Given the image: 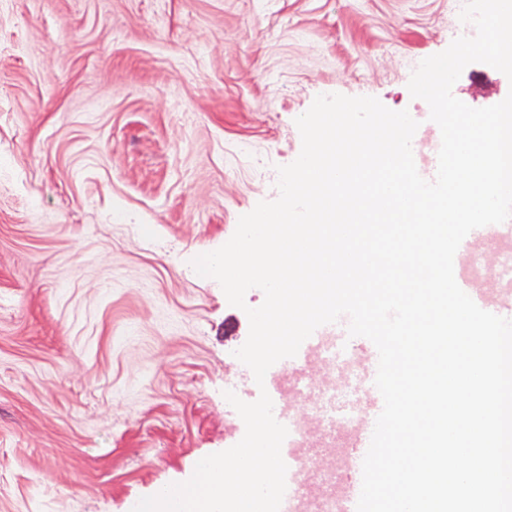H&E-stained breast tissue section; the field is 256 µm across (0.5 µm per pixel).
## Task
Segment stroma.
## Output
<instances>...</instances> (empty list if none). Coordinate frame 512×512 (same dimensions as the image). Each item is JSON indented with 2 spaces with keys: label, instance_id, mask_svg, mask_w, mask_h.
I'll list each match as a JSON object with an SVG mask.
<instances>
[{
  "label": "stroma",
  "instance_id": "obj_1",
  "mask_svg": "<svg viewBox=\"0 0 512 512\" xmlns=\"http://www.w3.org/2000/svg\"><path fill=\"white\" fill-rule=\"evenodd\" d=\"M461 34L457 0H0V512H132L243 438L249 320L192 260L277 198L317 96L436 142L408 82ZM306 371L309 429L346 382Z\"/></svg>",
  "mask_w": 512,
  "mask_h": 512
}]
</instances>
